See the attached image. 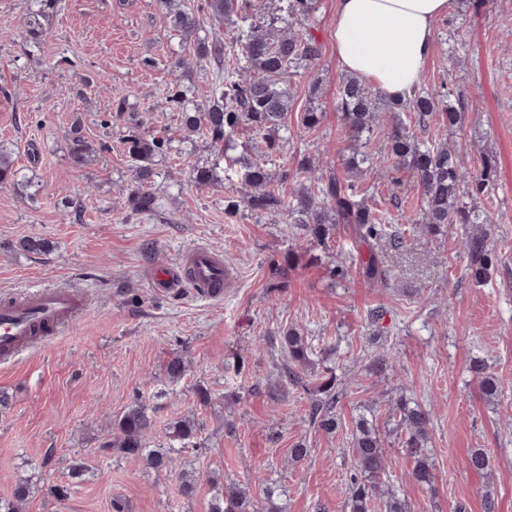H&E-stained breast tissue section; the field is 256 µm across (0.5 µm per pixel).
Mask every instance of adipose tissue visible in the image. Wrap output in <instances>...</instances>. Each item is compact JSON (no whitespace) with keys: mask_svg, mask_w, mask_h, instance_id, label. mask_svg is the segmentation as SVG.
<instances>
[{"mask_svg":"<svg viewBox=\"0 0 512 512\" xmlns=\"http://www.w3.org/2000/svg\"><path fill=\"white\" fill-rule=\"evenodd\" d=\"M448 0H336L332 37L348 74L385 97L410 92L434 49Z\"/></svg>","mask_w":512,"mask_h":512,"instance_id":"1","label":"adipose tissue"}]
</instances>
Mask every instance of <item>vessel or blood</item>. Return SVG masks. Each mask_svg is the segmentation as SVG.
Instances as JSON below:
<instances>
[{
	"label": "vessel or blood",
	"mask_w": 512,
	"mask_h": 512,
	"mask_svg": "<svg viewBox=\"0 0 512 512\" xmlns=\"http://www.w3.org/2000/svg\"><path fill=\"white\" fill-rule=\"evenodd\" d=\"M162 294L191 291L195 296L222 301L232 284L222 253L198 246L182 253L171 268L158 271L152 280ZM84 302L71 288L35 287L10 304H0V360L9 361L34 342L35 334L51 337L82 313Z\"/></svg>",
	"instance_id": "1"
}]
</instances>
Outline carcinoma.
Wrapping results in <instances>:
<instances>
[{
  "mask_svg": "<svg viewBox=\"0 0 512 512\" xmlns=\"http://www.w3.org/2000/svg\"><path fill=\"white\" fill-rule=\"evenodd\" d=\"M24 17V31L29 46L39 47L44 33V21L58 6V0H28ZM273 13H248L240 0H205L193 8L186 0H158L170 36L192 48L194 58L209 64L215 74L212 94L204 105L194 103V84L185 81L187 62L182 57L171 60L170 68L177 77L169 88L167 103L180 114L183 136L146 134L139 113L126 106L125 98L116 100L112 118L123 123L124 151L133 172V185L127 202L133 215H151L161 208V197L153 190L160 172L156 158L179 155L182 148L175 142H184L196 134L204 136L205 149L214 160L190 171L191 181L199 186H211L223 181L220 173L231 171L227 179H236L237 186L224 198V212L237 214L248 211L253 215L288 216V223L298 224L309 243L326 241L336 225L349 226L352 243L360 256L358 269L364 282L371 287L389 285L390 272L383 268L373 251L376 242L385 239L395 249L406 245L405 232L394 227L387 212L379 209L366 196L355 180V174L365 167H388L393 173L391 184H401L398 172L410 168L421 199L420 213L412 231L435 236L448 224L487 223L480 219L475 208H467L460 197L485 194L486 175L471 172L460 146L446 141L430 142L410 130L402 118L404 113L417 116L418 123L438 114L444 124L454 127L461 120L464 107L449 100V94L431 93L417 85L406 99H383L368 84L354 76H345L339 82L336 97L345 135L353 141L370 136L375 129L388 125L385 152H354L344 163V172L316 174L317 166L310 157L300 156L297 165L280 168L274 175L284 143L288 140L286 117L294 103L296 78L316 65L322 56V43L312 33L318 11V0H277ZM208 16L209 22L203 21ZM240 30L241 46L235 57H226L223 30ZM323 94V80L314 76L307 84V106L300 115L301 124L315 128L322 122V112L315 101ZM262 139L264 158L246 161L233 158L228 151L249 148L253 137ZM71 157L77 166L84 165L97 153L95 144L85 140L77 129L70 138ZM288 184L289 194L283 195L274 181ZM31 181L18 167L14 152L0 144V186L20 190ZM461 247L471 256L473 278L481 283L488 277L495 254L488 235H469L461 239ZM354 257L337 256L333 276L340 285L352 274ZM284 361L280 365L274 388L287 390L301 387L311 395V421L326 434L336 432L338 419L336 404V374L333 368L321 366L314 359V347L302 328L290 326L277 336ZM471 370L479 380L486 400H494L499 393L498 379L488 371L482 360H475ZM166 372L173 382L181 381L188 372V364L181 354H174L166 364ZM389 419L400 429L401 448L411 459V479L425 487H432L435 464L428 449L430 441L431 410L419 403L398 399L390 409ZM154 410L136 402L112 420L110 438L103 447L115 448L126 457L142 465L159 470L173 468L175 456L185 444L196 439L199 426L195 418L183 416L165 430L164 438L155 441ZM469 467L482 475L491 472L489 453L473 449L468 456ZM385 472V444L380 426L373 412L366 410L355 419L351 440V466L345 494L349 512H373L380 502L381 512H411V505L395 486L383 481ZM181 495L192 498L198 489L197 476L183 470L178 473ZM264 505L256 507L249 487L236 484H212L213 494L209 512H287L280 499L275 480L263 481ZM31 486L20 478L15 483L13 498L0 503V512H22Z\"/></svg>",
  "mask_w": 512,
  "mask_h": 512,
  "instance_id": "1",
  "label": "carcinoma"
}]
</instances>
